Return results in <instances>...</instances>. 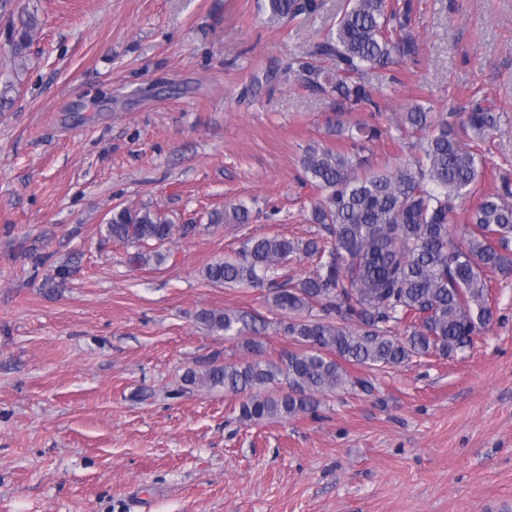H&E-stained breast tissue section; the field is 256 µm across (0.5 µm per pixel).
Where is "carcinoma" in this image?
<instances>
[{"mask_svg":"<svg viewBox=\"0 0 512 512\" xmlns=\"http://www.w3.org/2000/svg\"><path fill=\"white\" fill-rule=\"evenodd\" d=\"M320 7V0H267L268 22L311 16ZM410 10L407 0H346L335 29L315 50L332 68L293 61L288 71L302 73L310 89L336 98L342 110L378 112L363 77L378 64L417 53L404 35ZM37 27V15L28 12L21 27L8 30L14 55H22ZM394 126L426 135L412 145V160L386 173L370 170L364 155L367 143L388 133L378 126L356 125L348 134L349 151L305 150L302 168L324 192L312 207L324 236L250 238L238 258L205 268L214 285L270 283L271 302L284 314L283 331L301 346L266 358L254 339L265 328L259 316L229 308L198 313L209 330L238 340L247 359L189 370L184 382L245 395L240 422L313 413L320 397L341 389L372 395L378 387L371 373L415 357L462 354L493 321L487 274L512 273V179L502 175L498 190L471 209L462 232L454 223L459 200L479 177L477 153L464 134L482 138L500 128V116L475 102L456 124L418 106L401 113ZM249 220L242 203L208 218L211 224ZM105 231L114 241L138 245L162 244L175 233L160 213L129 208L114 212ZM297 258L312 260L316 270L295 279L290 263ZM349 365L369 374L353 375ZM272 386L278 390L269 391Z\"/></svg>","mask_w":512,"mask_h":512,"instance_id":"carcinoma-1","label":"carcinoma"}]
</instances>
